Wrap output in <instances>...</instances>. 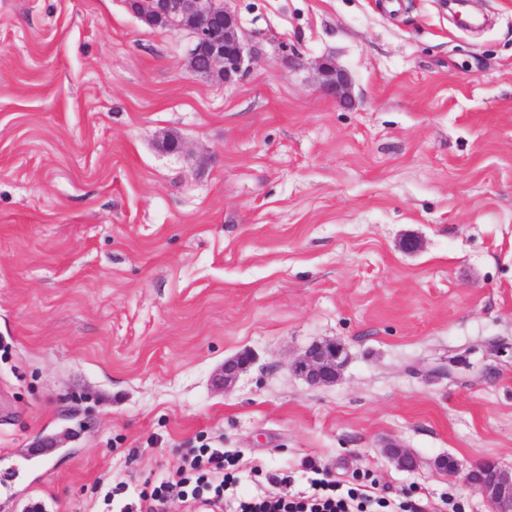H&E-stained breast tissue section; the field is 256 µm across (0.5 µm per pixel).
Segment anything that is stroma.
<instances>
[{
    "label": "stroma",
    "instance_id": "obj_1",
    "mask_svg": "<svg viewBox=\"0 0 512 512\" xmlns=\"http://www.w3.org/2000/svg\"><path fill=\"white\" fill-rule=\"evenodd\" d=\"M227 5L233 84L132 0H0V461L46 450L0 512L140 501L201 446L240 455L228 500L318 468L491 512L463 473L512 469V0H470L476 31L441 0ZM334 340L335 384L294 374ZM323 80L320 84L321 91L338 101H346L348 98V78L341 70H337L328 62H322L319 65ZM252 363L249 352H241L236 357L226 360L221 369V383L224 389H230L238 380L239 375Z\"/></svg>",
    "mask_w": 512,
    "mask_h": 512
}]
</instances>
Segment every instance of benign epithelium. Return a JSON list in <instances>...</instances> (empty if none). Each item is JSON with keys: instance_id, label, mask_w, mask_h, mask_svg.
<instances>
[{"instance_id": "1", "label": "benign epithelium", "mask_w": 512, "mask_h": 512, "mask_svg": "<svg viewBox=\"0 0 512 512\" xmlns=\"http://www.w3.org/2000/svg\"><path fill=\"white\" fill-rule=\"evenodd\" d=\"M137 11L154 23L167 18L192 37L188 51V69L195 74H217L224 83L241 80L250 69L254 52L246 48L237 15L224 0H135ZM323 80L321 91L338 101L348 98V78L333 65H319ZM345 348L335 341L316 343L292 364L293 372L311 386L336 383L346 357ZM252 363L251 354L241 352L224 362L221 383L230 389L239 375ZM388 458L402 470L417 467V461L398 446L386 450ZM466 481L493 507V512H512V470L493 461L471 467Z\"/></svg>"}]
</instances>
